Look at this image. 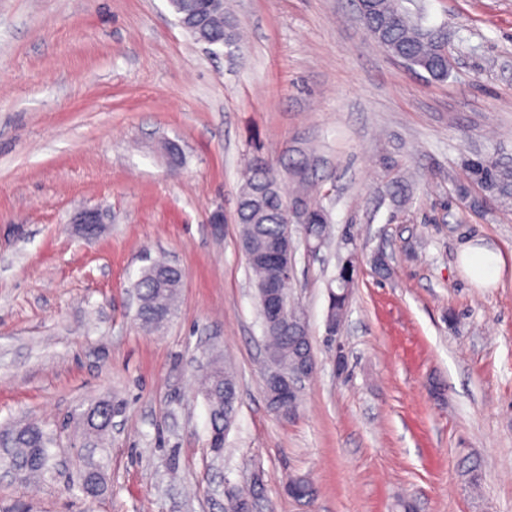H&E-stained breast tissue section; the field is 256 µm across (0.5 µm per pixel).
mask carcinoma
Here are the masks:
<instances>
[{
  "instance_id": "cac0c4a2",
  "label": "carcinoma",
  "mask_w": 512,
  "mask_h": 512,
  "mask_svg": "<svg viewBox=\"0 0 512 512\" xmlns=\"http://www.w3.org/2000/svg\"><path fill=\"white\" fill-rule=\"evenodd\" d=\"M210 6L199 11L203 0H172V7L180 25L198 43L209 46L228 45L235 39L230 16L224 9V0H208ZM366 26L374 40L393 57L412 70L425 72L433 81L447 79L448 34L445 28L425 25L421 10L411 11L402 0H367L363 4ZM261 158H254L246 170L239 187L234 221L239 226L240 243L254 248L277 239L286 232L283 207L287 196L282 191V177L271 162L267 170L258 168ZM470 173L481 179L483 189L497 199H512V167L491 158H479L470 164ZM253 286L278 280L290 288L285 276L275 267L248 263ZM356 276V266L347 260L339 267L335 278L336 291L330 295L331 319L341 326ZM183 272L163 260H154L141 268L134 288L140 294L138 319L147 329L159 328L175 313L176 301L182 285ZM271 350L280 361L293 369L312 354L311 337L285 335L271 331L267 336ZM237 382L233 372L214 362L205 383V399L210 424L218 431L212 444L224 447V420L231 415L237 402ZM122 409V404L112 402L104 407L92 404L91 425L85 435L98 443L102 426L109 420L112 409ZM5 436L12 437L9 448L0 450V468L19 474L44 473L53 469L54 435L43 427L28 424L20 426ZM108 457L95 458L91 449L84 458L79 472L78 488L90 500L105 491Z\"/></svg>"
}]
</instances>
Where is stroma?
Returning <instances> with one entry per match:
<instances>
[{"label":"stroma","mask_w":512,"mask_h":512,"mask_svg":"<svg viewBox=\"0 0 512 512\" xmlns=\"http://www.w3.org/2000/svg\"><path fill=\"white\" fill-rule=\"evenodd\" d=\"M423 7L448 30L443 82L381 47L356 0H226L245 39L215 50L168 0H0V432L37 422L57 439L53 474L0 471V512H224L257 475L265 512H512V203L473 207L466 167L512 163V0ZM257 156L289 196L307 169L331 219L315 254L292 227L290 295L316 372L288 418L264 396L232 221ZM88 208L108 218L90 241L71 222ZM468 241L501 252L494 285L463 273ZM379 251L390 274L371 264ZM160 254L184 278L154 333L129 291ZM350 255L332 347L329 287ZM217 354L239 395L218 458L200 390ZM105 394L125 409L91 501L79 414ZM292 476L314 496H288Z\"/></svg>","instance_id":"obj_1"}]
</instances>
